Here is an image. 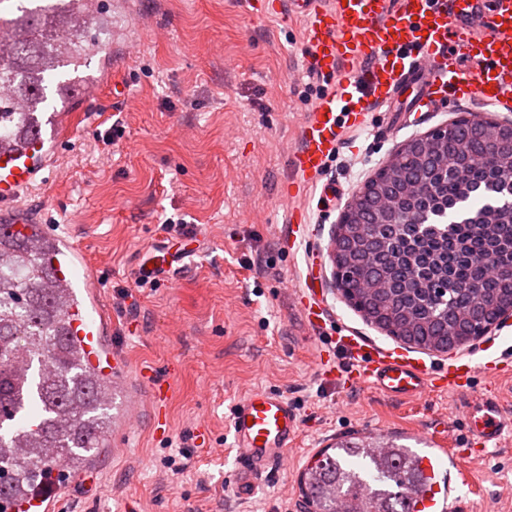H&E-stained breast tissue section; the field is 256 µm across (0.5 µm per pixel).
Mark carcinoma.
Returning <instances> with one entry per match:
<instances>
[{"label": "carcinoma", "instance_id": "carcinoma-1", "mask_svg": "<svg viewBox=\"0 0 512 512\" xmlns=\"http://www.w3.org/2000/svg\"><path fill=\"white\" fill-rule=\"evenodd\" d=\"M76 0L19 6L0 18V150L32 116L76 83L64 68L101 48L72 21ZM512 130L470 112L453 134L406 150L399 167L352 196L351 222L337 226V287L364 319L422 350L464 347L512 309ZM39 224L0 231V512L56 472L76 476L112 425L111 382L89 372L70 336V289L61 287ZM27 429L28 457L13 437ZM302 489L313 512H411L421 488L415 453L404 445L343 440L307 464Z\"/></svg>", "mask_w": 512, "mask_h": 512}]
</instances>
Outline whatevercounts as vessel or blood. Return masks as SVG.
I'll use <instances>...</instances> for the list:
<instances>
[{"instance_id":"1","label":"vessel or blood","mask_w":512,"mask_h":512,"mask_svg":"<svg viewBox=\"0 0 512 512\" xmlns=\"http://www.w3.org/2000/svg\"><path fill=\"white\" fill-rule=\"evenodd\" d=\"M289 15L303 23L307 64L325 89L301 118L299 145L288 158L289 175L281 198H297L325 174L345 135L369 125L378 108L394 111L408 89L416 94L412 112H429L440 103L476 100L485 105L512 101V0H287ZM76 115L49 112L33 123L24 147L0 151V223L37 224L25 196L41 183L47 169L59 162L58 149L73 138ZM65 287L92 286L97 271L83 247L60 236ZM83 268L84 282L73 277ZM97 321L79 319L73 326L83 342L90 367L112 363L100 336L112 326V311L95 304ZM301 312L312 333H321L325 313L312 294H304ZM337 347L351 364L352 386L367 387L407 404L434 393L464 400L463 422L471 440L497 447L512 434L507 414L512 396L499 392L471 395L475 367L466 360L431 370L418 359L376 347L358 336H341ZM140 377L151 403L162 412L173 393L171 378ZM299 418L287 398L265 390L249 391L232 412L238 484L251 487L269 466L279 462L293 442ZM432 447L421 456L422 487L415 512H468L467 491L473 476L467 466L470 449H452L446 428L435 429Z\"/></svg>"}]
</instances>
